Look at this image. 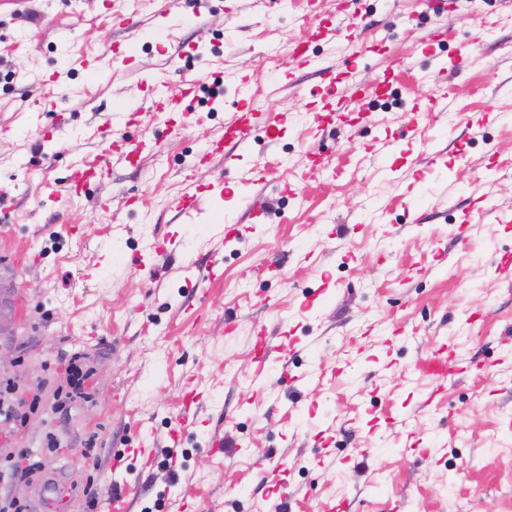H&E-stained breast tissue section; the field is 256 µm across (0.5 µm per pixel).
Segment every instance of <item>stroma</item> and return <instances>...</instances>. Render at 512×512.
<instances>
[{
	"label": "stroma",
	"mask_w": 512,
	"mask_h": 512,
	"mask_svg": "<svg viewBox=\"0 0 512 512\" xmlns=\"http://www.w3.org/2000/svg\"><path fill=\"white\" fill-rule=\"evenodd\" d=\"M342 5L362 54L313 37ZM154 10L0 0V349L16 362L0 396L37 403L0 436V506L87 512L91 483L97 512H279L282 479L288 512H512V285L497 269L512 253V0H210L202 27L178 7L165 42L206 44L223 97L192 101L184 128L111 124L141 79L170 96L196 73L112 21ZM300 41L310 62L294 66ZM350 70L369 97L313 127L312 102ZM242 100L274 126L243 160L263 178L254 222L242 170L208 154ZM122 139L151 151L69 194L73 169ZM219 180L225 199L175 213L189 184ZM166 236L170 254L153 256ZM210 264L219 279L186 281ZM264 335L277 351L260 371ZM442 346L470 368L438 389L415 362ZM76 352L88 397L62 404ZM20 448L67 485L64 502L36 495L41 476L12 477Z\"/></svg>",
	"instance_id": "35a3bbf8"
}]
</instances>
